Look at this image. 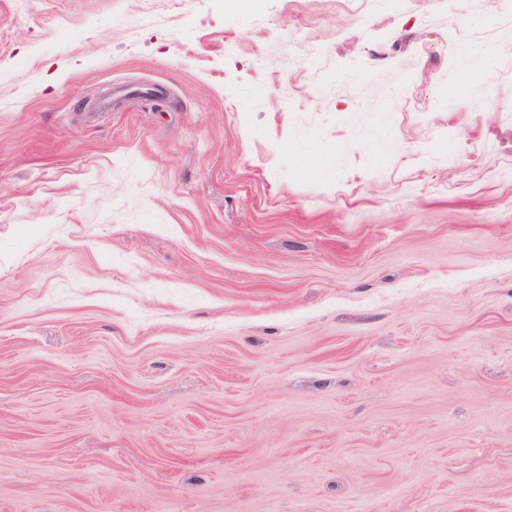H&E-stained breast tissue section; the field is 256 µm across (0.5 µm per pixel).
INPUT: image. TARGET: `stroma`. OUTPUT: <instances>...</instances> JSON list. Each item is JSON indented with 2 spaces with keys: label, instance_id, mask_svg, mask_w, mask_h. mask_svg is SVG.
I'll list each match as a JSON object with an SVG mask.
<instances>
[{
  "label": "stroma",
  "instance_id": "stroma-1",
  "mask_svg": "<svg viewBox=\"0 0 512 512\" xmlns=\"http://www.w3.org/2000/svg\"><path fill=\"white\" fill-rule=\"evenodd\" d=\"M0 512H512V0H0Z\"/></svg>",
  "mask_w": 512,
  "mask_h": 512
}]
</instances>
